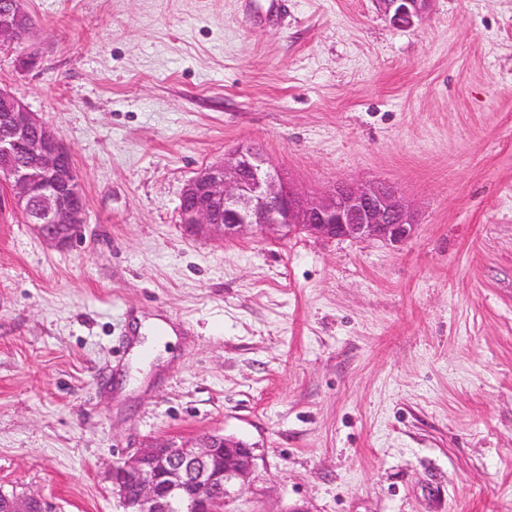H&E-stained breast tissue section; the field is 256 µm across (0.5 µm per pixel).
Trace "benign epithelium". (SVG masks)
Returning a JSON list of instances; mask_svg holds the SVG:
<instances>
[{
	"label": "benign epithelium",
	"mask_w": 512,
	"mask_h": 512,
	"mask_svg": "<svg viewBox=\"0 0 512 512\" xmlns=\"http://www.w3.org/2000/svg\"><path fill=\"white\" fill-rule=\"evenodd\" d=\"M394 26L409 27L430 0H375ZM26 0H0V46L29 30ZM0 210L22 214L38 236L66 247L87 221V202L71 150L45 119L0 89ZM181 223L197 234L236 236L248 226L330 239L406 242L418 224L411 205L383 183L339 184L311 196L280 178L253 148L203 167L180 196ZM253 448L209 434L190 443L154 440L112 466L123 512H234L236 487L254 467ZM0 512H55L26 495H0Z\"/></svg>",
	"instance_id": "7a95c632"
}]
</instances>
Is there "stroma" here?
Instances as JSON below:
<instances>
[{"instance_id":"obj_1","label":"stroma","mask_w":512,"mask_h":512,"mask_svg":"<svg viewBox=\"0 0 512 512\" xmlns=\"http://www.w3.org/2000/svg\"><path fill=\"white\" fill-rule=\"evenodd\" d=\"M27 7L0 87L87 222L0 216V491L122 512L114 462L219 433L254 449L238 512H512V0ZM245 144L312 193L395 186L414 235L191 233L183 187ZM432 0H375L385 18L394 26L409 27L422 17Z\"/></svg>"}]
</instances>
